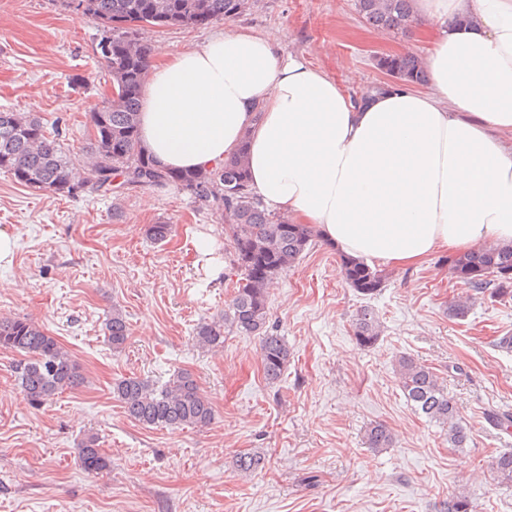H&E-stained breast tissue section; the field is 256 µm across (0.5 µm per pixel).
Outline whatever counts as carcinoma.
I'll return each instance as SVG.
<instances>
[{
	"label": "carcinoma",
	"mask_w": 512,
	"mask_h": 512,
	"mask_svg": "<svg viewBox=\"0 0 512 512\" xmlns=\"http://www.w3.org/2000/svg\"><path fill=\"white\" fill-rule=\"evenodd\" d=\"M411 2L356 0V9L373 29L402 34L412 23ZM248 4L249 0H78L74 12L112 33L110 51L102 54V59L117 91L112 103L89 115L91 164L82 174L74 172L66 153L40 119L0 111V171L27 188L63 196L110 194L109 175L120 172L125 175L123 183L141 188L174 185L224 217L242 279L224 318L200 323L194 340L198 347L216 351L224 347L227 330L259 337L264 377L275 384L287 369L291 353L284 337L268 329V290L307 252L314 238L313 227L295 224L265 207L250 185L243 147L224 165L203 172L162 169L139 148L138 112L153 47L140 39L139 29L132 23L152 16L159 27H202L240 15ZM377 66L400 81L425 80L421 59L414 53L381 56ZM448 267L455 279L478 294L489 290L494 296L512 297V246H481L448 258ZM341 272L347 284L363 296L371 297L383 288V274L362 261L341 257ZM352 330L357 345L369 348L376 344L380 323L371 307L357 310ZM105 334L113 351L125 348L129 324L120 309H112L107 317ZM0 349L23 356L16 366L18 382L33 405L46 403L84 381L69 352L31 319L1 316ZM396 372L407 401L446 432L448 447H465L470 429L459 418L454 399L432 368L402 356ZM112 394L131 419L146 427L200 428L213 418L211 403L187 371L177 372L162 385L127 377L112 385ZM365 441L376 451L392 446L393 434L385 424L375 423L366 430ZM77 460L89 474L98 475L112 466V459L98 448L93 436L81 443ZM265 466L266 458L257 453H242L236 459L237 471L245 475ZM492 469L498 482L511 485L512 452L499 454ZM440 512H475V505L471 495L458 491L448 497Z\"/></svg>",
	"instance_id": "1"
}]
</instances>
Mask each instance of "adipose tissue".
<instances>
[{"mask_svg":"<svg viewBox=\"0 0 512 512\" xmlns=\"http://www.w3.org/2000/svg\"><path fill=\"white\" fill-rule=\"evenodd\" d=\"M423 83L365 100L283 32L218 33L150 64L140 145L211 169L247 145L254 191L344 255L404 267L512 244V0H414Z\"/></svg>","mask_w":512,"mask_h":512,"instance_id":"obj_1","label":"adipose tissue"}]
</instances>
